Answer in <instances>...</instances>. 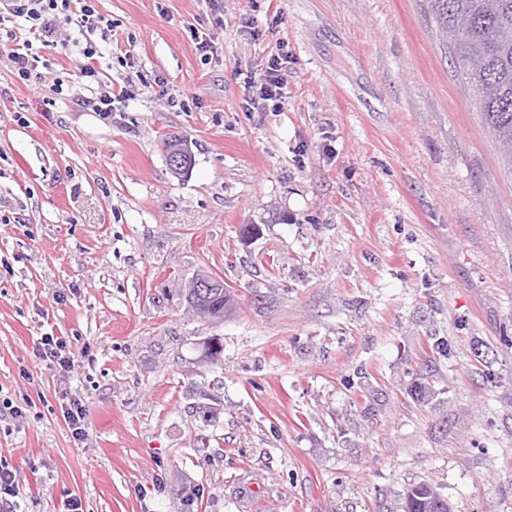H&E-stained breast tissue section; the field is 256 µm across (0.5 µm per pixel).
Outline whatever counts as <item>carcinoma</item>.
I'll use <instances>...</instances> for the list:
<instances>
[{
    "instance_id": "obj_1",
    "label": "carcinoma",
    "mask_w": 512,
    "mask_h": 512,
    "mask_svg": "<svg viewBox=\"0 0 512 512\" xmlns=\"http://www.w3.org/2000/svg\"><path fill=\"white\" fill-rule=\"evenodd\" d=\"M461 78L475 91L474 109L512 170V0H427ZM465 15L461 27L457 17Z\"/></svg>"
}]
</instances>
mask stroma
<instances>
[{"label":"stroma","mask_w":512,"mask_h":512,"mask_svg":"<svg viewBox=\"0 0 512 512\" xmlns=\"http://www.w3.org/2000/svg\"><path fill=\"white\" fill-rule=\"evenodd\" d=\"M97 5L110 119L45 107L73 51L26 83L0 51V402L32 401L0 417L14 512H402L419 483L512 512V175L424 0ZM282 45V111H242ZM204 273L222 320L177 292ZM47 332L92 353L59 377ZM174 143L176 147L168 151L165 147L168 165L176 175H186L193 164V153L190 145H186L179 135L171 136L166 143ZM59 402L61 415L67 424L71 435L74 440L82 441L85 439V418H86V406L83 400L77 396H68V393L63 395Z\"/></svg>","instance_id":"stroma-1"}]
</instances>
